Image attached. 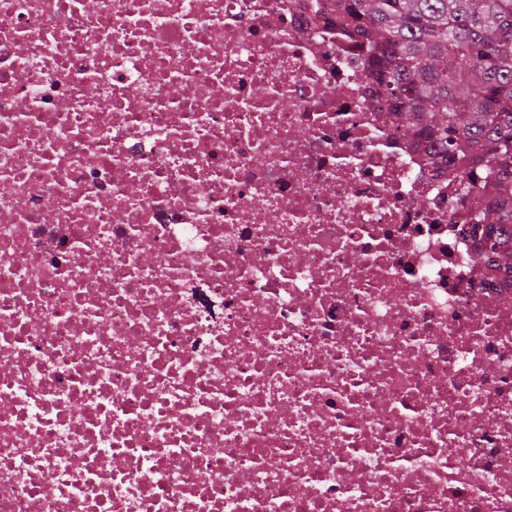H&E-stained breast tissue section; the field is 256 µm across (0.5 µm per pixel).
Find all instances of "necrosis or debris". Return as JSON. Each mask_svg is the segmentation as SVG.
<instances>
[{
  "label": "necrosis or debris",
  "instance_id": "necrosis-or-debris-1",
  "mask_svg": "<svg viewBox=\"0 0 512 512\" xmlns=\"http://www.w3.org/2000/svg\"><path fill=\"white\" fill-rule=\"evenodd\" d=\"M336 0H0V512H512V276Z\"/></svg>",
  "mask_w": 512,
  "mask_h": 512
}]
</instances>
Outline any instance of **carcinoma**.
Instances as JSON below:
<instances>
[{"instance_id": "carcinoma-1", "label": "carcinoma", "mask_w": 512, "mask_h": 512, "mask_svg": "<svg viewBox=\"0 0 512 512\" xmlns=\"http://www.w3.org/2000/svg\"><path fill=\"white\" fill-rule=\"evenodd\" d=\"M336 26L365 44L395 112L459 181L481 225L478 259L512 271V0H341Z\"/></svg>"}]
</instances>
